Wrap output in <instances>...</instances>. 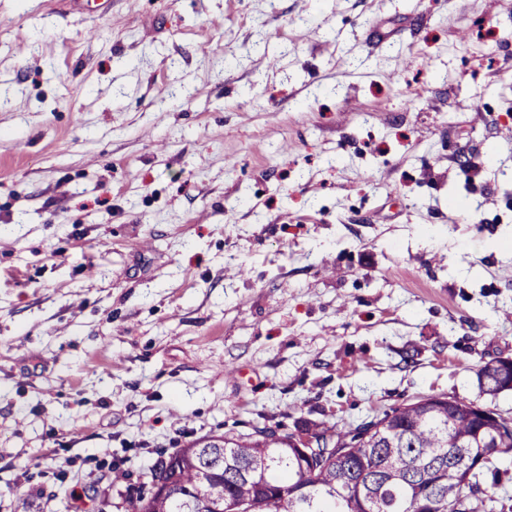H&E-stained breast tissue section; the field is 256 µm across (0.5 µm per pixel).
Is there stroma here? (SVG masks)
Wrapping results in <instances>:
<instances>
[{"label": "stroma", "mask_w": 512, "mask_h": 512, "mask_svg": "<svg viewBox=\"0 0 512 512\" xmlns=\"http://www.w3.org/2000/svg\"><path fill=\"white\" fill-rule=\"evenodd\" d=\"M87 7L0 0V512H124L256 423L512 415L506 0ZM490 362L482 365L477 371V381L480 391L490 397L500 392L512 390V362L507 366L490 368Z\"/></svg>", "instance_id": "stroma-1"}]
</instances>
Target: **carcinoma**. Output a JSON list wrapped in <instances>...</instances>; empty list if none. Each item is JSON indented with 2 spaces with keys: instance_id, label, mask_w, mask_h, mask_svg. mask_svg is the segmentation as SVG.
<instances>
[{
  "instance_id": "obj_1",
  "label": "carcinoma",
  "mask_w": 512,
  "mask_h": 512,
  "mask_svg": "<svg viewBox=\"0 0 512 512\" xmlns=\"http://www.w3.org/2000/svg\"><path fill=\"white\" fill-rule=\"evenodd\" d=\"M490 397L512 390V363L477 371ZM327 452L310 463L302 436L255 425L160 452L151 478L171 473L173 488L142 486L125 512H489L503 476L493 462L471 456L487 441L495 457H512V418L482 415L446 394L423 395L357 425L312 432Z\"/></svg>"
}]
</instances>
